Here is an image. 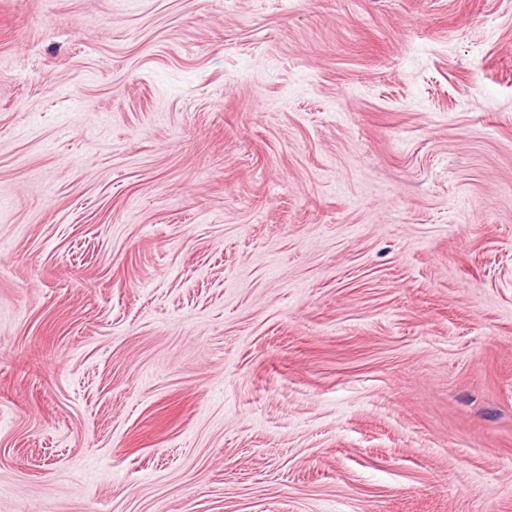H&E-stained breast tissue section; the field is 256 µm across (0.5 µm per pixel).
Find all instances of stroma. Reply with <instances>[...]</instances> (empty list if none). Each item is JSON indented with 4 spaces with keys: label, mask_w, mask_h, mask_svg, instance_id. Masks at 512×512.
Listing matches in <instances>:
<instances>
[{
    "label": "stroma",
    "mask_w": 512,
    "mask_h": 512,
    "mask_svg": "<svg viewBox=\"0 0 512 512\" xmlns=\"http://www.w3.org/2000/svg\"><path fill=\"white\" fill-rule=\"evenodd\" d=\"M0 512H512V0H0Z\"/></svg>",
    "instance_id": "obj_1"
}]
</instances>
